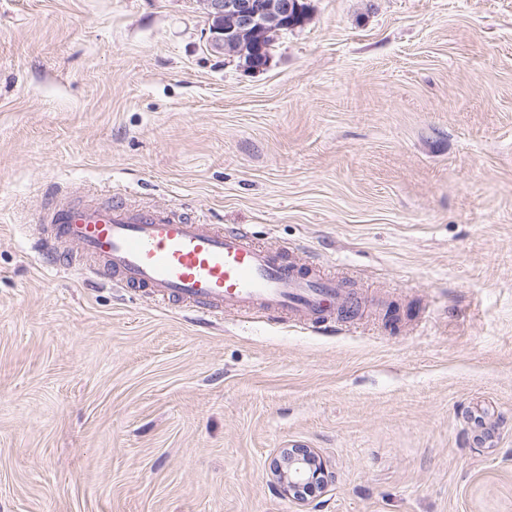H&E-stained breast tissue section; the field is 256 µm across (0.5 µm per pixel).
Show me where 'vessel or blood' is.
Listing matches in <instances>:
<instances>
[{
    "mask_svg": "<svg viewBox=\"0 0 512 512\" xmlns=\"http://www.w3.org/2000/svg\"><path fill=\"white\" fill-rule=\"evenodd\" d=\"M39 221L46 229L37 248L47 269L91 274L201 318L227 311L319 329L364 307L346 279L320 263L173 207L122 196L107 203L60 197Z\"/></svg>",
    "mask_w": 512,
    "mask_h": 512,
    "instance_id": "vessel-or-blood-1",
    "label": "vessel or blood"
}]
</instances>
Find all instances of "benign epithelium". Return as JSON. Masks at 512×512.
<instances>
[{
  "instance_id": "obj_1",
  "label": "benign epithelium",
  "mask_w": 512,
  "mask_h": 512,
  "mask_svg": "<svg viewBox=\"0 0 512 512\" xmlns=\"http://www.w3.org/2000/svg\"><path fill=\"white\" fill-rule=\"evenodd\" d=\"M209 20V47L229 58L241 57L248 70L268 67L270 46L283 30L299 26L307 7L298 0H203ZM278 491L304 500L333 480L325 461L308 448H288L276 469Z\"/></svg>"
}]
</instances>
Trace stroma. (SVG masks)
Returning a JSON list of instances; mask_svg holds the SVG:
<instances>
[{"mask_svg":"<svg viewBox=\"0 0 512 512\" xmlns=\"http://www.w3.org/2000/svg\"><path fill=\"white\" fill-rule=\"evenodd\" d=\"M0 0V512H512V0ZM241 226L385 308L188 312L37 257L52 187ZM336 479L276 491L284 449ZM209 20V47L225 57L241 56L248 70L261 72L268 67L270 46L284 29L299 26L307 7L298 0H204ZM250 49L238 53L241 46Z\"/></svg>","mask_w":512,"mask_h":512,"instance_id":"35a3bbf8","label":"stroma"}]
</instances>
